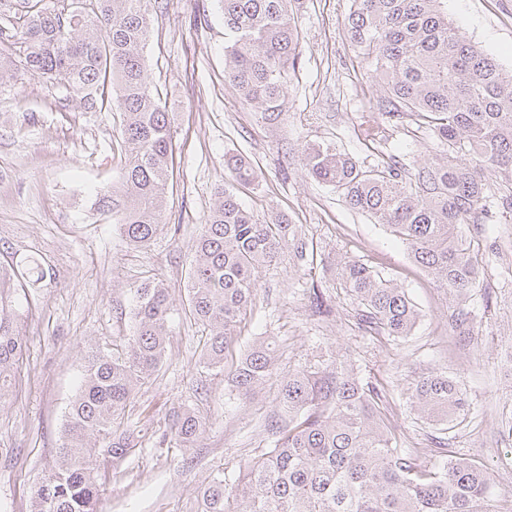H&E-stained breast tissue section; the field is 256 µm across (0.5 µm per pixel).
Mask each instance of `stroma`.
I'll return each instance as SVG.
<instances>
[{
	"label": "stroma",
	"mask_w": 512,
	"mask_h": 512,
	"mask_svg": "<svg viewBox=\"0 0 512 512\" xmlns=\"http://www.w3.org/2000/svg\"><path fill=\"white\" fill-rule=\"evenodd\" d=\"M352 0H299L296 77L281 121L266 124L224 79V14L216 0H152V32L143 55L148 79L167 102L176 145L162 230L136 248L97 200L118 186L122 161L116 113L87 108L63 83L19 71L0 86V263L40 266L45 276L15 293L10 312L24 338L8 396L0 400V512H31L33 497L57 460L65 412L79 390L88 346L123 344L131 334L133 283L160 280L169 292V344L160 370L137 386L122 419L144 430L142 444L108 462L99 512H200L198 491L216 476L234 484L241 465L271 446L274 385L242 397L224 373L204 368V333L184 310L193 242L218 187L228 184L227 156L246 157L258 178L235 193L247 208L286 215L313 250L312 260L283 252L259 272L251 312L227 354L236 361L255 342L276 350L279 374L351 356L357 375L392 397L388 417L417 464L439 460L436 425L414 415L408 389L448 373L470 403L450 446L458 458L487 466L492 491L512 490L505 464L512 446L500 421L512 411V216L482 225L496 243L467 306L473 329L454 330L455 304L405 243L367 214L351 210L336 187L307 175L301 152L321 144L373 167L395 158L409 173L443 158L432 130L396 125L379 112L381 86L370 81L345 23ZM460 33L503 68H512V0H448ZM374 119L381 142L365 141ZM359 261L404 288L420 313L409 336L369 333L338 279L339 264ZM206 423L182 445L170 434L174 414Z\"/></svg>",
	"instance_id": "1"
}]
</instances>
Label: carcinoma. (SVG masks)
<instances>
[{
	"label": "carcinoma",
	"instance_id": "1",
	"mask_svg": "<svg viewBox=\"0 0 512 512\" xmlns=\"http://www.w3.org/2000/svg\"><path fill=\"white\" fill-rule=\"evenodd\" d=\"M151 0H0V85L18 69L58 76L91 108L121 117V182L99 198L100 210L137 247L162 229L173 178L169 112L148 81L143 48L152 29ZM228 45L224 78L274 123L285 112L296 75L299 32L290 0H218ZM346 33L386 96L382 111L428 126L448 146L443 160L406 173L394 158L364 167L345 153L312 145L302 152L313 179L341 190L347 204L369 214L405 242L414 260L457 301L453 319L469 324L465 303L480 286L486 256L463 231L489 224L493 210L512 213V70H506L448 19L447 0H353ZM238 184L257 179L251 164L231 156ZM300 261L306 246L285 216L261 220L233 189L214 193L194 242L187 312L207 329L201 361L224 369V353L252 305L259 269L284 249ZM340 281L362 325L382 336L410 335L419 318L405 291L358 261L340 266ZM29 286L14 267L0 273V397L12 384L23 337L8 312L13 293ZM132 335L122 351L90 347L80 389L69 404L57 463L36 491L32 512H98L99 457L106 442L121 459L143 436L118 431L136 385L163 363L169 340V294L163 284L130 287ZM276 374L271 344H255L236 363L232 387L250 395ZM272 447L245 462L238 482L214 478L200 490V512H501L488 468L448 455L430 469L398 446L384 387L353 373L348 357L323 370L299 368L278 379ZM420 418L451 433L469 403L446 373L411 387ZM170 431L198 440L204 422L176 414Z\"/></svg>",
	"mask_w": 512,
	"mask_h": 512
}]
</instances>
